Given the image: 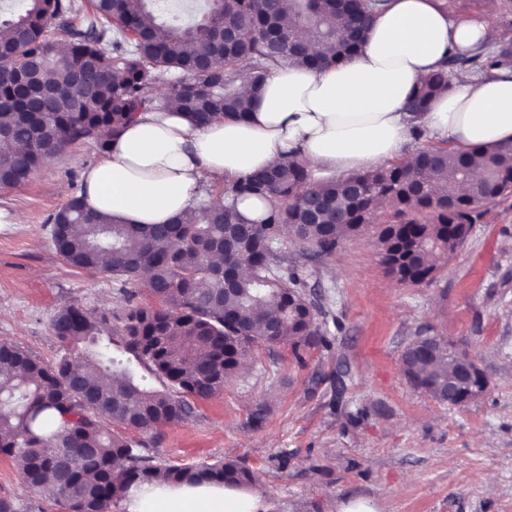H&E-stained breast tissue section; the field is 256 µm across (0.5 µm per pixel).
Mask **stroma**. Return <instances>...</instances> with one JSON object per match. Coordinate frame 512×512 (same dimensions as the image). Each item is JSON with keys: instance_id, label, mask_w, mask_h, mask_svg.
I'll return each instance as SVG.
<instances>
[{"instance_id": "1", "label": "stroma", "mask_w": 512, "mask_h": 512, "mask_svg": "<svg viewBox=\"0 0 512 512\" xmlns=\"http://www.w3.org/2000/svg\"><path fill=\"white\" fill-rule=\"evenodd\" d=\"M457 20H488L512 42V0H446ZM102 156L86 138L43 165L26 185L0 188L17 216L0 226V341L45 364L57 356L50 330L63 307L120 311L111 276L69 267L51 245L48 219L77 192L81 170ZM317 295L339 324L331 348L295 354L252 349L236 377L194 403L180 423L137 433L165 464L240 459L255 475L266 512H325L368 499L378 512H512V200L491 208L428 284L392 279L367 238L308 261ZM425 331L473 356L486 392L457 407L405 376L401 354ZM350 372L336 388V357ZM0 497L17 512H65L0 457Z\"/></svg>"}]
</instances>
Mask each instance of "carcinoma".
<instances>
[{
  "label": "carcinoma",
  "mask_w": 512,
  "mask_h": 512,
  "mask_svg": "<svg viewBox=\"0 0 512 512\" xmlns=\"http://www.w3.org/2000/svg\"><path fill=\"white\" fill-rule=\"evenodd\" d=\"M292 2L296 22L280 36V0H25L17 15L0 21V101H12L48 72L55 75V97L43 114L18 105L0 111V141L25 146L0 152V186L25 184L86 138L105 151L139 113L170 103L200 127L243 119L250 104L231 73L246 70L260 84L284 62L319 71L351 58L370 30V0ZM73 15L82 17L80 26ZM223 26L247 37L226 43ZM298 42L315 44L318 53H290ZM201 56L212 62L208 73L196 70ZM511 68L509 43L490 53L451 51L412 90L405 110L426 111L448 92L458 69L487 75ZM164 73L169 81L162 90ZM477 169L480 205L458 191ZM228 192L266 199L267 219L242 224L217 198L173 224H120L76 195L52 216L56 253L74 269L112 275L126 294L120 313L60 309L50 323L59 348L51 367L0 343V455L38 488L56 475L52 462L60 449H69L68 476L54 486L67 512H112L114 500L145 483L251 484L252 471L237 459L163 465L127 431L186 419L189 400L223 388L254 346L289 344L296 352L330 346L316 318L322 311L306 294L313 276L302 262L308 252L331 257L372 225L388 274L407 286L432 281L489 207L512 197V142L470 153L432 145L419 151L416 166L394 163L345 177L320 175L294 157ZM382 199L390 202L386 210L379 208ZM216 253L223 263L212 262ZM144 269L151 277L143 282ZM139 287L145 304L135 302ZM272 302L274 316L266 311ZM432 342L414 337L401 360L408 379L444 394L453 366ZM153 378L164 389L153 388ZM116 459L123 461L119 471Z\"/></svg>",
  "instance_id": "carcinoma-1"
}]
</instances>
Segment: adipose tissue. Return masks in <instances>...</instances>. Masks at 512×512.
<instances>
[{
  "label": "adipose tissue",
  "mask_w": 512,
  "mask_h": 512,
  "mask_svg": "<svg viewBox=\"0 0 512 512\" xmlns=\"http://www.w3.org/2000/svg\"><path fill=\"white\" fill-rule=\"evenodd\" d=\"M376 20L349 61L314 72L275 70L261 87L240 75L244 120L193 125L184 112H145L84 170L86 205L127 224H169L194 212L209 188L276 168L291 155L342 172L389 160L412 164L414 129L466 150L512 140V70L456 73L447 95L413 116L405 102L450 50L492 46L489 23L458 22L434 0H377ZM126 512H262L257 493L221 485L131 488Z\"/></svg>",
  "instance_id": "obj_1"
}]
</instances>
